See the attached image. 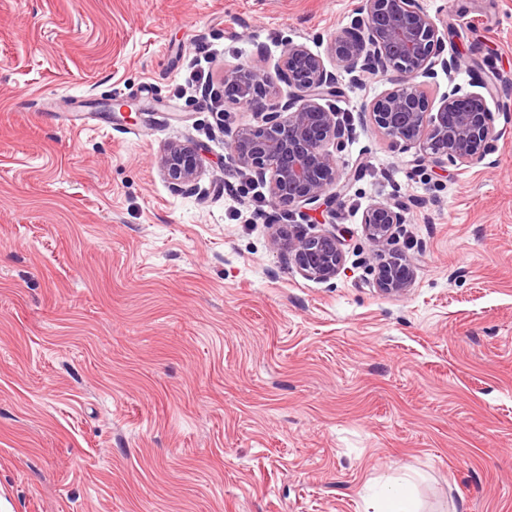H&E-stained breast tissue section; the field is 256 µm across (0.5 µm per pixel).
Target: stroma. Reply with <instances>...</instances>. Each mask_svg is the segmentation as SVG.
Segmentation results:
<instances>
[{
  "instance_id": "1",
  "label": "stroma",
  "mask_w": 512,
  "mask_h": 512,
  "mask_svg": "<svg viewBox=\"0 0 512 512\" xmlns=\"http://www.w3.org/2000/svg\"><path fill=\"white\" fill-rule=\"evenodd\" d=\"M357 0H0V498L12 512H366L414 477L420 512H512V0H423L453 75L494 86L502 136L419 163L345 85L333 216L254 210L224 67L288 42L329 57ZM211 71L213 83H198ZM79 98L87 123L39 118ZM203 156L193 190L167 149ZM408 216L411 288L381 293L373 203ZM341 235L335 279L276 228ZM163 165L172 184L182 188L197 178L202 158L197 147L176 144L167 150Z\"/></svg>"
}]
</instances>
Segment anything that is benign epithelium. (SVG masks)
Segmentation results:
<instances>
[{
	"label": "benign epithelium",
	"mask_w": 512,
	"mask_h": 512,
	"mask_svg": "<svg viewBox=\"0 0 512 512\" xmlns=\"http://www.w3.org/2000/svg\"><path fill=\"white\" fill-rule=\"evenodd\" d=\"M446 34L421 0H360L350 22L330 39L336 67L354 82L367 75L390 77L392 87L368 105L370 118L394 142L417 147L436 168L469 164L491 150L501 136L488 100L493 90L470 92L448 85L438 108L430 105L419 77L434 79L461 65L458 55L443 56ZM288 87L285 96L270 93L273 83ZM338 73L303 43L290 42L269 71L251 63L224 67V101L242 105L256 115L257 125L237 128L229 146L236 162L250 178L268 187L270 205L277 210L303 209L333 213L344 195L348 177L337 167L336 154L344 147L346 122L323 102L341 96ZM163 165L172 184H191L202 167L195 146H171ZM399 202L372 204L363 215V232L382 247L405 223ZM273 245L306 277L336 278L344 263L340 237L334 231L314 234L279 230ZM376 287L401 293L411 287L412 269L397 250L381 254L373 269Z\"/></svg>",
	"instance_id": "benign-epithelium-1"
}]
</instances>
